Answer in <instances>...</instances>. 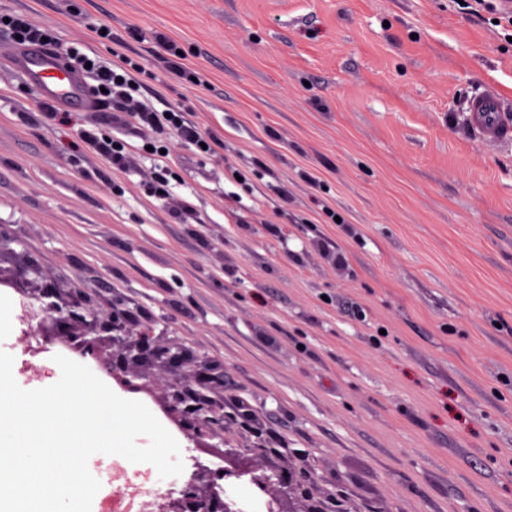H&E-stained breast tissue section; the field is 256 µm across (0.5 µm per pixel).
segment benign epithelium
<instances>
[{"label":"benign epithelium","instance_id":"benign-epithelium-1","mask_svg":"<svg viewBox=\"0 0 512 512\" xmlns=\"http://www.w3.org/2000/svg\"><path fill=\"white\" fill-rule=\"evenodd\" d=\"M40 298L45 300L44 309L50 314L55 329L67 337V343L81 356L98 359L101 347L114 349L107 370L111 375H120L129 385L139 386L138 380L150 371H163L185 363L194 366L193 384L174 389L168 395V407L179 417L180 426L189 433L205 431L211 435L223 430L224 408L210 403L208 397L195 391L200 386L214 393L224 391V368L221 365L199 360L184 347L161 345L154 329L143 326L133 330L128 315L111 309L109 317L99 320L94 312H82L70 296L55 289H40ZM94 331L96 336L88 338L84 332ZM249 477L252 485L264 490L275 509L271 512H309L300 506L294 494L292 478L281 471L266 472L253 460L241 454L224 451V468L218 470L197 463L190 478L178 496L163 504L162 512H238L235 502L224 497V487L243 477Z\"/></svg>","mask_w":512,"mask_h":512}]
</instances>
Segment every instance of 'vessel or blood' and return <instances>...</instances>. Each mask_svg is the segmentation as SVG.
<instances>
[{"instance_id":"vessel-or-blood-1","label":"vessel or blood","mask_w":512,"mask_h":512,"mask_svg":"<svg viewBox=\"0 0 512 512\" xmlns=\"http://www.w3.org/2000/svg\"><path fill=\"white\" fill-rule=\"evenodd\" d=\"M13 63L36 85L42 97L59 107L81 105L87 93L84 76L67 68L53 50L29 45L16 51ZM468 121L485 143L512 140V111L504 107L497 91L485 87L468 103Z\"/></svg>"}]
</instances>
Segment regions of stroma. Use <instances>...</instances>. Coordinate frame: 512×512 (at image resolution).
I'll use <instances>...</instances> for the list:
<instances>
[{
	"label": "stroma",
	"mask_w": 512,
	"mask_h": 512,
	"mask_svg": "<svg viewBox=\"0 0 512 512\" xmlns=\"http://www.w3.org/2000/svg\"><path fill=\"white\" fill-rule=\"evenodd\" d=\"M59 51L139 64V97L218 143L171 138L173 198L73 149L0 29V350L54 384L63 336L20 305L75 288L224 365V445L289 470L316 512H512V143L465 100L512 105V39L459 0H0ZM112 28L111 40L94 28ZM185 55L167 71L155 37ZM318 186H311L309 177ZM189 206L174 217L176 200ZM326 243L343 266L315 251ZM30 270L21 272L15 258ZM183 475L212 438L171 427ZM468 112V121L482 142L497 144L512 139V114L493 87L486 86L473 97Z\"/></svg>",
	"instance_id": "35a3bbf8"
}]
</instances>
